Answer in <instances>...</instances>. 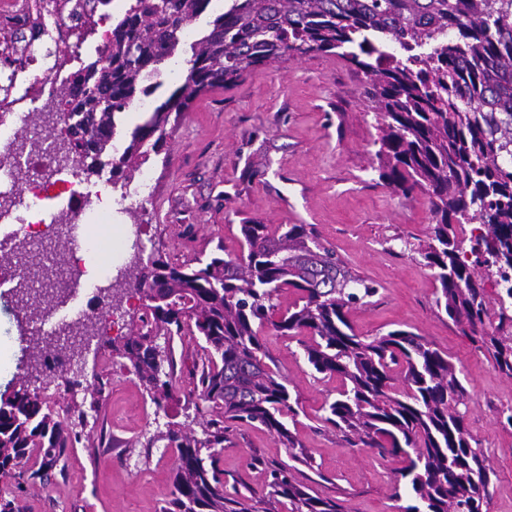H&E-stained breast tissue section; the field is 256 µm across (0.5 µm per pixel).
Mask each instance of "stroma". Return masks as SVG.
I'll return each instance as SVG.
<instances>
[{
  "mask_svg": "<svg viewBox=\"0 0 512 512\" xmlns=\"http://www.w3.org/2000/svg\"><path fill=\"white\" fill-rule=\"evenodd\" d=\"M170 125V135L132 178L106 164L85 174L86 184L95 191L112 178L122 222L142 224L151 257L171 263L209 258L220 246L237 253L246 218L314 227L350 271L379 288L349 311L358 335L408 329L448 352L470 394L467 429L496 473L487 512H512V429L499 423L501 410L512 407V378L437 310L433 274L408 249L428 239V200L395 194L379 181L370 161L375 120L354 67L331 54L273 64L200 95ZM123 263L127 276L115 282L77 274L73 299L49 326L76 321L98 289L108 287L124 333L136 331L138 261L129 252ZM157 343L176 361L177 392L164 408H156L107 336L78 358L85 375L109 381L99 403L74 384L69 370L47 382L54 408L85 411L84 437L67 449L64 468L50 481L27 485L24 512H160L172 490L176 451L152 436L170 428L201 432L203 416L188 398L199 346L189 336L162 335ZM262 343L271 367L299 396L292 431L314 461L303 480L321 496L343 499L347 512H400L392 496L398 461L350 446L319 420L325 402L337 397L340 379L312 375L296 340L268 329ZM287 458V448L268 432L244 427L225 444L220 466L227 485L261 495L269 468Z\"/></svg>",
  "mask_w": 512,
  "mask_h": 512,
  "instance_id": "1",
  "label": "stroma"
}]
</instances>
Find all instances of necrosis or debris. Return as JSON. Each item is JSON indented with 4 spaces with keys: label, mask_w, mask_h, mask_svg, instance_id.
<instances>
[{
    "label": "necrosis or debris",
    "mask_w": 512,
    "mask_h": 512,
    "mask_svg": "<svg viewBox=\"0 0 512 512\" xmlns=\"http://www.w3.org/2000/svg\"><path fill=\"white\" fill-rule=\"evenodd\" d=\"M126 8L127 0H0V223L22 245L47 242L68 223L69 203L82 201L87 230L69 243L67 266L99 276L109 270L110 193L86 191L80 166L53 138L21 146L16 120L64 98L69 66L106 53L112 16Z\"/></svg>",
    "instance_id": "necrosis-or-debris-1"
}]
</instances>
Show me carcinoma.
I'll use <instances>...</instances> for the list:
<instances>
[{"label": "carcinoma", "instance_id": "carcinoma-1", "mask_svg": "<svg viewBox=\"0 0 512 512\" xmlns=\"http://www.w3.org/2000/svg\"><path fill=\"white\" fill-rule=\"evenodd\" d=\"M211 0H131L112 27L108 52L70 78L53 113L67 153L95 168L135 171L166 139L172 113L248 72L295 57L337 54L362 73L373 111L379 180L405 197L428 198L432 224L418 249L433 271L436 306L512 377V0H231L192 44L178 87L112 153L118 114L158 86L148 83L180 54V29ZM478 225L470 250L459 229ZM240 250L197 266L154 261L143 272L142 327L118 351L157 407L173 397V361L162 369L158 335L184 329L201 342V367L189 397L206 414L203 437L167 431L178 448L171 498L162 512H346L299 478L312 466L288 427L299 398L265 361L262 333L301 337L314 373L342 381L321 421L354 447L401 458L394 497L401 512H485L494 470L465 424L469 393L448 355L424 337L396 329L357 335L349 308L378 293L351 273L308 224L240 225ZM298 294L284 311L274 298ZM95 407L106 382L85 380ZM262 428L288 448L256 498L224 485V443L238 428ZM79 435L68 411L50 408L35 389L0 393V476L38 454L17 484L44 481Z\"/></svg>", "mask_w": 512, "mask_h": 512}]
</instances>
